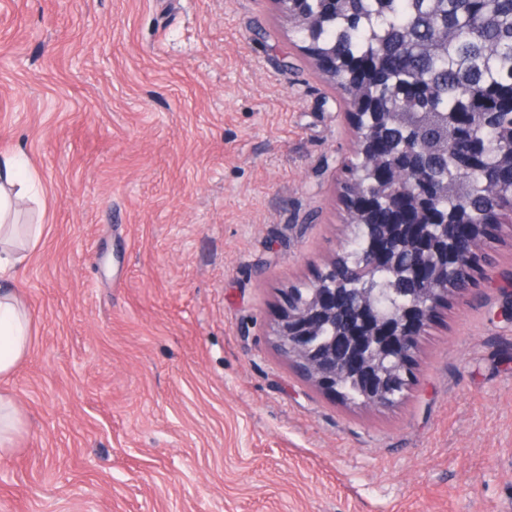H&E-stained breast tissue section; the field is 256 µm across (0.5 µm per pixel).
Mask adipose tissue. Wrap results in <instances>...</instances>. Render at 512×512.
I'll return each instance as SVG.
<instances>
[{"instance_id": "obj_1", "label": "adipose tissue", "mask_w": 512, "mask_h": 512, "mask_svg": "<svg viewBox=\"0 0 512 512\" xmlns=\"http://www.w3.org/2000/svg\"><path fill=\"white\" fill-rule=\"evenodd\" d=\"M23 162L14 156L0 158V280H9L25 263L28 242L42 235L38 224H13L9 218L15 198L24 190ZM31 321L22 300L12 289H0V379L13 374L28 355Z\"/></svg>"}]
</instances>
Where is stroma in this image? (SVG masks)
<instances>
[{
  "label": "stroma",
  "instance_id": "35a3bbf8",
  "mask_svg": "<svg viewBox=\"0 0 512 512\" xmlns=\"http://www.w3.org/2000/svg\"><path fill=\"white\" fill-rule=\"evenodd\" d=\"M43 236L0 512H512V224L390 407L302 378L280 293L354 237L341 91L271 0H0V155Z\"/></svg>",
  "mask_w": 512,
  "mask_h": 512
}]
</instances>
